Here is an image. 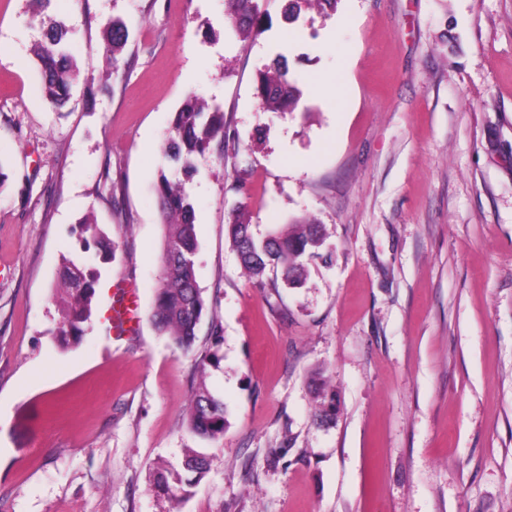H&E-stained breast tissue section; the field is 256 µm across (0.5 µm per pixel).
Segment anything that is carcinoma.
Returning a JSON list of instances; mask_svg holds the SVG:
<instances>
[{
    "mask_svg": "<svg viewBox=\"0 0 512 512\" xmlns=\"http://www.w3.org/2000/svg\"><path fill=\"white\" fill-rule=\"evenodd\" d=\"M337 0H288V19L299 17L302 8L317 7L322 11L335 10ZM257 6L255 0H224V20L237 35L246 40L254 33ZM68 29L51 23L44 39L35 49L42 78L43 95L54 109L64 108L79 69L67 39ZM128 39L126 24L114 20L103 30V48L117 64V55ZM257 97L264 112H292L301 94L288 68L277 64L260 73ZM224 141V112L211 108L196 95L188 96L175 112L163 143L162 154L180 166L184 173L195 170L196 160L211 150L212 143ZM159 223L164 229L161 256L160 288H158L151 320L160 334L168 337L178 349L189 352L196 340V330L205 312V301L195 272L198 243L195 232L194 209L183 185L161 174L155 186ZM229 235L240 263L257 288H265L267 268H281L284 282L294 287L301 284L305 266L302 258L314 255L313 249L322 245L319 225L297 220L275 230L262 239L255 238L242 211L236 213L229 225ZM81 250L84 261H65L61 280L56 288L55 305L58 312L56 336L61 345L79 342L94 316L93 299L99 270L92 264L98 257L104 261L115 254L116 244L86 218L80 224ZM212 365L208 354H199L195 369L200 375L197 386L189 396L184 421L195 435L217 441L224 435V403L216 398L206 383ZM185 471L200 477L208 468L207 457L190 449L182 462Z\"/></svg>",
    "mask_w": 512,
    "mask_h": 512,
    "instance_id": "cac0c4a2",
    "label": "carcinoma"
}]
</instances>
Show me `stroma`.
Here are the masks:
<instances>
[{
    "mask_svg": "<svg viewBox=\"0 0 512 512\" xmlns=\"http://www.w3.org/2000/svg\"><path fill=\"white\" fill-rule=\"evenodd\" d=\"M256 3L243 41L224 0H0V512H512V0H338L292 23L285 0ZM54 21L80 68L59 112L34 56ZM280 55L301 108L263 112L256 78ZM191 94L224 113L186 183L224 335L200 323L185 353L150 312L154 184L177 174L160 145ZM237 208L258 238L319 224L300 286L254 288ZM88 214L118 248L64 349L52 293ZM125 286L138 324L118 336ZM208 350L216 442L183 423ZM189 448L209 460L196 480ZM128 39V30L122 20H112L103 30V48L112 58L113 67L117 66V55L122 51Z\"/></svg>",
    "mask_w": 512,
    "mask_h": 512,
    "instance_id": "1",
    "label": "stroma"
}]
</instances>
